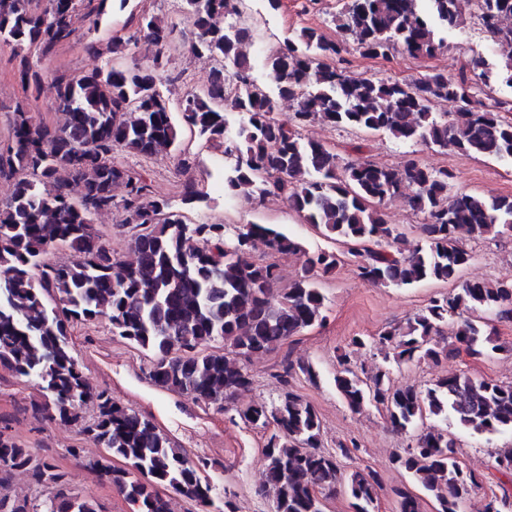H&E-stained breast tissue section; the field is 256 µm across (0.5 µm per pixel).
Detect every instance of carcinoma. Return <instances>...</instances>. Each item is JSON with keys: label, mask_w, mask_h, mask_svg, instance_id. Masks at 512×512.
<instances>
[{"label": "carcinoma", "mask_w": 512, "mask_h": 512, "mask_svg": "<svg viewBox=\"0 0 512 512\" xmlns=\"http://www.w3.org/2000/svg\"><path fill=\"white\" fill-rule=\"evenodd\" d=\"M80 3L95 28L114 8L112 0H0V39L46 58L71 39ZM244 6L246 0H180L191 23L190 48L217 68L206 88L184 93L177 114L159 73L163 56L175 47L177 24L153 15L140 14L125 42L90 44L111 59L82 75L36 70L21 59L23 83L51 79L55 111L63 120L34 122L19 102L11 136L0 143V180L12 185L0 204V367L37 383L42 398L31 404L33 414L78 424L105 449L107 456L90 467L133 512H171L158 485L203 509L212 506L209 462L190 461L150 419L89 384L67 338L75 322L104 318L112 335L150 353L155 385L232 411L245 424L274 425L262 450L263 489L272 512H324V499L340 491L354 499L356 512H372L377 473L355 471L342 481L338 454H346L344 445L338 454L321 449V421L311 402L288 391L271 406L238 404L253 386L245 362L322 320L318 280L336 269V254H310L269 224L189 223L153 193L145 175L116 165L112 154H167L188 132L224 155L225 194L285 197L321 235L357 247L349 255L368 284H451L405 325L385 328L369 343L350 339L351 347L369 344L384 352V361L401 365L462 352L479 355L489 344L498 349L486 334L484 314L512 317V280L462 279L471 255L459 239L512 234V195L455 192L448 170L412 158L397 167L342 161L326 144L304 138L302 129L320 119L441 151L512 160V123L498 115L503 102L476 99V86L489 83L492 74L478 57L455 74L360 79L327 63L342 46L314 27L292 33L286 48L266 55L268 91L256 83L243 51L252 39L250 27L224 24L228 16H241ZM476 6L483 29L512 45V0H476ZM459 25V0H348L338 29L356 40L363 56L383 57L399 46L418 59L435 56ZM140 39L154 48L151 59L121 63L127 44ZM280 100L295 102L293 122L275 117ZM440 100L457 103V110L433 111ZM116 185L125 188L119 201ZM402 194L422 215L412 249L405 248V232L384 218L386 205ZM117 207L129 225L130 260L114 255L93 222L95 214ZM257 241L272 255L302 256L287 290L278 288L276 263L253 258ZM61 249L70 252L68 261H47ZM453 318L456 343L442 346L443 326ZM334 382L350 410L381 409L389 428L408 437L393 464L436 501L437 512H462L482 480L460 467L448 432L426 420L451 417L477 433L512 432V383L453 373L424 391L396 388L389 368L368 373L347 356ZM88 406L93 415L87 420ZM114 458L124 466L112 465ZM495 469L512 476V447L498 451ZM15 471L53 490L43 510L5 492ZM0 512L100 509L96 500L71 492L65 472L35 456L6 422L0 426Z\"/></svg>", "instance_id": "carcinoma-1"}]
</instances>
